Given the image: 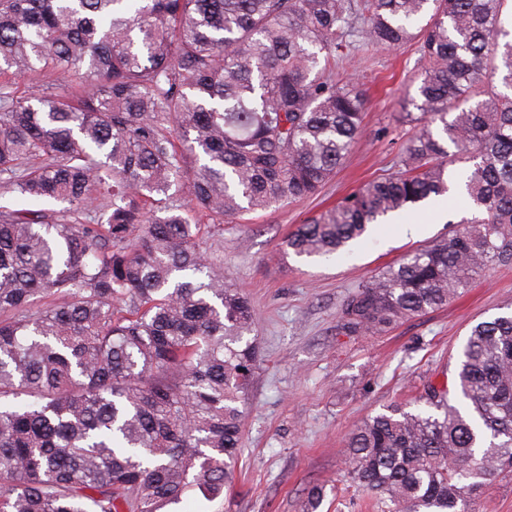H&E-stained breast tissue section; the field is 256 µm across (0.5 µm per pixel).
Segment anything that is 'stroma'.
Wrapping results in <instances>:
<instances>
[{
    "label": "stroma",
    "instance_id": "obj_1",
    "mask_svg": "<svg viewBox=\"0 0 512 512\" xmlns=\"http://www.w3.org/2000/svg\"><path fill=\"white\" fill-rule=\"evenodd\" d=\"M421 70L414 42L370 47L339 62L337 76L358 80L368 95L365 133L347 162L319 195L242 212L210 239L212 255L257 313L260 351L224 512H302L315 484L326 492L320 512H374L370 495L346 476L341 448L348 434L384 406L418 396L425 381L453 380L470 326L512 310L509 266L476 279L448 307L384 335L338 334V314L353 287L460 221L463 209L444 201L377 225L348 256L323 260L284 252L298 224L393 169L408 130L399 99L416 90ZM409 224L423 225V233H406Z\"/></svg>",
    "mask_w": 512,
    "mask_h": 512
}]
</instances>
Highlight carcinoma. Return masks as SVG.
Masks as SVG:
<instances>
[{
  "label": "carcinoma",
  "mask_w": 512,
  "mask_h": 512,
  "mask_svg": "<svg viewBox=\"0 0 512 512\" xmlns=\"http://www.w3.org/2000/svg\"><path fill=\"white\" fill-rule=\"evenodd\" d=\"M509 0H0V512H179L222 502L258 349L250 300L208 257L245 208L318 194L363 133L336 79L357 45L419 44L397 169L299 225L297 257L452 194L473 217L359 283L340 328L379 336L512 264ZM208 224L191 221L182 184ZM49 201L60 211L44 208ZM380 512H468L512 469V312L347 437ZM325 498L316 485L305 512Z\"/></svg>",
  "instance_id": "obj_1"
}]
</instances>
